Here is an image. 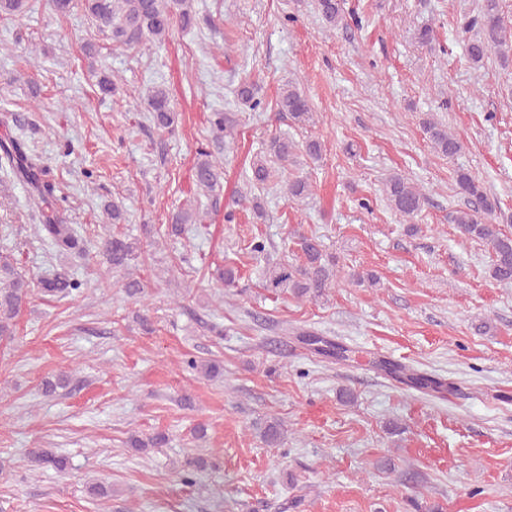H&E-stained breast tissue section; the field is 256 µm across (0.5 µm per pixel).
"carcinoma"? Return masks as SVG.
<instances>
[{
	"mask_svg": "<svg viewBox=\"0 0 512 512\" xmlns=\"http://www.w3.org/2000/svg\"><path fill=\"white\" fill-rule=\"evenodd\" d=\"M49 9L56 14H66L75 7H81L95 22L99 31L112 42L131 46L142 40L162 41L174 24H193L194 15L191 0H47ZM25 0H0V19H9L23 12ZM316 9L326 27L336 29L346 25L345 0H316ZM461 33H473L466 44L470 60L479 65L489 54L495 52L503 61L512 56V25L504 21L501 0H482L477 13L469 16L460 26ZM237 99L255 110L260 101L255 99L254 85L243 82L236 89ZM148 112L154 127L169 131L175 122L171 99L167 90L154 88L147 96ZM280 111L288 113L293 123L306 125L313 121V112L306 97L289 83L283 88L279 100ZM422 130L432 148L439 154L452 158L462 148L460 139L448 127L433 120L422 122ZM305 156L312 161L322 157V144L309 140L299 145L288 136L271 138L264 151L254 156L251 164L252 181L265 184L278 171L288 166L299 165L298 158ZM0 166L6 173L27 186L34 199L49 204L55 187L45 180L47 168L41 157L17 137L0 138ZM193 183L203 194L215 197L224 180V162L202 151L193 166ZM456 184L466 199L465 208L453 215L458 232L466 239L485 245L491 255L489 273L493 280L501 283L512 282V234H507L493 222L496 210L483 185L465 171L456 175ZM281 189L292 200L304 198L310 191L308 178L296 176L286 179ZM386 199L394 210L407 218L416 217L426 201L425 193L409 178L392 174L383 186ZM43 224L39 233L56 251L71 255L86 252L84 240L77 235L70 224L63 223L62 217L54 210L42 213ZM204 220L199 211L182 208L171 217L167 234L175 236L184 224H198ZM301 252L297 263L287 260H268L262 268L263 288L275 295H290L296 299H318L338 284L336 257L325 253L319 239L313 235H297ZM146 249L142 241L129 236H108L99 246V255L115 272L123 273L122 287L135 296L143 293L140 280L132 277ZM41 295L48 298H63L81 287V282L66 271H54L38 281ZM31 296L29 279L18 267L16 259L9 255L0 256V340L13 335V319ZM386 376L404 379L417 389L441 387L438 381L425 378L414 370L393 362L379 359L374 362ZM261 439L270 447L279 446L284 440L283 422L271 416L266 419L260 431ZM31 466L51 468L64 475L70 468L67 457L52 448H33L29 452Z\"/></svg>",
	"mask_w": 512,
	"mask_h": 512,
	"instance_id": "carcinoma-1",
	"label": "carcinoma"
}]
</instances>
